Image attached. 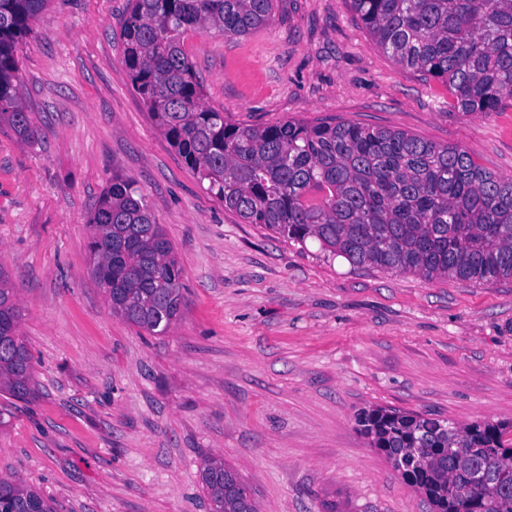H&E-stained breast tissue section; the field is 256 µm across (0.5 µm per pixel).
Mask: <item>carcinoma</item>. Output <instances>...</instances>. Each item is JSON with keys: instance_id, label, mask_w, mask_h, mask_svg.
I'll list each match as a JSON object with an SVG mask.
<instances>
[{"instance_id": "carcinoma-1", "label": "carcinoma", "mask_w": 512, "mask_h": 512, "mask_svg": "<svg viewBox=\"0 0 512 512\" xmlns=\"http://www.w3.org/2000/svg\"><path fill=\"white\" fill-rule=\"evenodd\" d=\"M49 0H0V125L34 135L20 101L19 45ZM378 46L402 70L442 82L466 115L512 100V0H350ZM276 0H129L119 21L124 63L151 119L186 165L247 224L318 241L354 268L494 285L512 279V178L462 148L402 130L348 121L232 123L206 106L183 50L191 30L247 36ZM93 274L112 313L150 333L186 305L183 270L132 179L114 175L89 219ZM21 311L0 267V391L33 392ZM359 432L433 512H512V422L457 427L376 407ZM212 512H257L224 462H204ZM0 512H53L19 479L0 477Z\"/></svg>"}]
</instances>
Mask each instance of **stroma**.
Segmentation results:
<instances>
[{
	"instance_id": "35a3bbf8",
	"label": "stroma",
	"mask_w": 512,
	"mask_h": 512,
	"mask_svg": "<svg viewBox=\"0 0 512 512\" xmlns=\"http://www.w3.org/2000/svg\"><path fill=\"white\" fill-rule=\"evenodd\" d=\"M126 9L50 0L18 49L35 134L0 126V266L35 390L0 392V476L55 512H211L201 472L220 458L259 512H430L356 416L512 421V280L355 269L243 222L133 91ZM184 49L230 121L399 129L512 177V107L461 114L348 0H278L251 35L191 31ZM116 174L135 180L184 272L186 307L162 334L113 315L92 273L88 220Z\"/></svg>"
}]
</instances>
